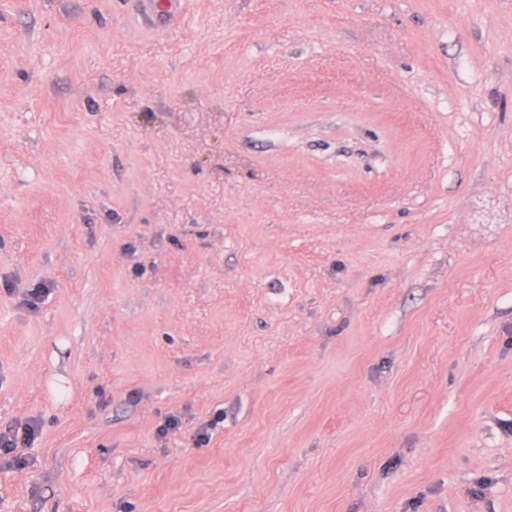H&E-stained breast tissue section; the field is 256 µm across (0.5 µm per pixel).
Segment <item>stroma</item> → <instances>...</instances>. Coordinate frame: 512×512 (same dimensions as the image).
I'll return each mask as SVG.
<instances>
[{
  "instance_id": "stroma-1",
  "label": "stroma",
  "mask_w": 512,
  "mask_h": 512,
  "mask_svg": "<svg viewBox=\"0 0 512 512\" xmlns=\"http://www.w3.org/2000/svg\"><path fill=\"white\" fill-rule=\"evenodd\" d=\"M138 7L0 0V512H512V0ZM40 434V425L34 419L24 422H16L7 425L2 430L0 427V460H5V465L22 466L25 457L21 448H29Z\"/></svg>"
}]
</instances>
